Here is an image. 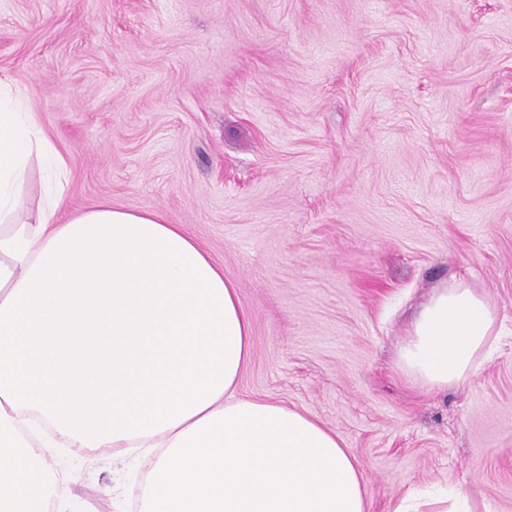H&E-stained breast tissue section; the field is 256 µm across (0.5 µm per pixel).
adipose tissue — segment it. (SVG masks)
Here are the masks:
<instances>
[{
    "label": "adipose tissue",
    "mask_w": 512,
    "mask_h": 512,
    "mask_svg": "<svg viewBox=\"0 0 512 512\" xmlns=\"http://www.w3.org/2000/svg\"><path fill=\"white\" fill-rule=\"evenodd\" d=\"M45 186L25 202L33 161ZM68 171L22 87L0 79V512L68 493L54 448L142 451L138 512H370L335 432L239 395L251 323L234 281L180 225L110 203L65 212ZM501 334L461 281L436 289L399 348L432 389L470 381ZM393 512H496L471 487Z\"/></svg>",
    "instance_id": "obj_1"
}]
</instances>
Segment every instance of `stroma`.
Instances as JSON below:
<instances>
[{
	"instance_id": "obj_1",
	"label": "stroma",
	"mask_w": 512,
	"mask_h": 512,
	"mask_svg": "<svg viewBox=\"0 0 512 512\" xmlns=\"http://www.w3.org/2000/svg\"><path fill=\"white\" fill-rule=\"evenodd\" d=\"M0 78L69 168L66 207L182 225L251 321L240 394L352 448L370 512L468 481L512 512V0H0ZM465 281L503 334L472 381L397 364ZM61 512H128L146 462L56 449Z\"/></svg>"
}]
</instances>
